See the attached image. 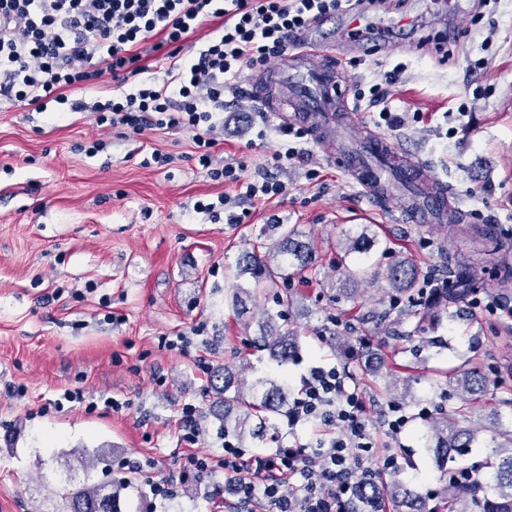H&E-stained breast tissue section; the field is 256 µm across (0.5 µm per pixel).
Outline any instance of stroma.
I'll list each match as a JSON object with an SVG mask.
<instances>
[{
  "instance_id": "35a3bbf8",
  "label": "stroma",
  "mask_w": 512,
  "mask_h": 512,
  "mask_svg": "<svg viewBox=\"0 0 512 512\" xmlns=\"http://www.w3.org/2000/svg\"><path fill=\"white\" fill-rule=\"evenodd\" d=\"M377 16L391 35L365 51L336 48V80L348 89L337 113H354L358 126L418 154L451 190L465 224L493 225L495 238L406 223L336 166L334 145L283 135L247 98L227 99L214 156L243 179L284 182L285 194L271 199L248 200L237 184L207 178L188 132L124 134L97 126L88 112H35L0 99V512H64L67 496L87 482L125 476L126 458L158 461L152 477L176 475L187 451L177 423L186 403L205 412L199 451H220L219 424L208 415L210 376L197 360L215 369L243 357L251 377H284L296 389L311 364L351 371L360 360L361 346L338 354L317 338L333 317L346 329L365 324L394 377L413 376L416 400L404 406L411 421L399 444L412 463L403 477L421 491H438L442 480L417 439L418 413L453 408L433 383L436 371L476 357L499 385L471 404L474 422L490 424L497 412L512 421V322L483 310L470 322L444 319L445 347L413 356L408 343H381L395 315L379 302L386 283L376 275L405 255L434 284L464 265L480 293L500 292L492 263L512 250V0L479 10L455 0L438 12L427 0H386ZM374 85L385 92L393 126L380 124L383 107L364 97ZM96 139L103 150L86 154ZM294 145L303 160L277 168L275 151ZM156 150L170 156L168 165L150 164ZM220 195L243 223L195 212L197 201ZM270 224L298 226L314 247L309 271L261 295L273 313L282 288L299 301L284 322L299 351L281 367L255 349L256 327L232 302L236 285H252L237 278V257L266 243ZM366 228L378 238L369 260L344 254L340 241ZM347 268L358 275L356 297L338 303ZM179 334L191 338L184 349L161 348L162 337ZM67 388L81 389L84 403L54 408ZM112 397L124 401L122 410L105 407ZM100 449L106 462L85 473L78 455ZM135 482L129 512L209 510L196 487L160 507L146 478Z\"/></svg>"
}]
</instances>
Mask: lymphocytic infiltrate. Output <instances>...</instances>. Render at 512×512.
I'll use <instances>...</instances> for the list:
<instances>
[{
    "instance_id": "lymphocytic-infiltrate-1",
    "label": "lymphocytic infiltrate",
    "mask_w": 512,
    "mask_h": 512,
    "mask_svg": "<svg viewBox=\"0 0 512 512\" xmlns=\"http://www.w3.org/2000/svg\"><path fill=\"white\" fill-rule=\"evenodd\" d=\"M342 0H0V95L47 111L50 104L93 112L98 126L140 134L155 128L190 132L194 158L213 181L240 182L233 166L217 165L214 133L224 123V96L239 97L246 68L287 54L319 17ZM205 42L192 35L206 22ZM169 59L163 82L149 79L151 56ZM112 99L68 102L65 91L90 87L103 72ZM139 77L134 90L130 78ZM242 182V181H241ZM289 424L324 428L315 442L293 439L266 451L224 442L220 453L195 452L203 435L200 410L184 404L178 428L191 446L178 478L148 479L158 503L203 486L218 512H351L366 480L396 470L398 457L375 456L364 393L349 372L310 366L289 409Z\"/></svg>"
}]
</instances>
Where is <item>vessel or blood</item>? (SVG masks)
<instances>
[{"instance_id":"vessel-or-blood-1","label":"vessel or blood","mask_w":512,"mask_h":512,"mask_svg":"<svg viewBox=\"0 0 512 512\" xmlns=\"http://www.w3.org/2000/svg\"><path fill=\"white\" fill-rule=\"evenodd\" d=\"M315 31H307L292 54L272 69L271 75L284 103L291 107L285 119L311 129L318 138L336 129V58L316 49ZM344 170L379 199L391 196L394 184L412 186L410 197L399 205L406 221L444 224L448 221L445 186L427 183L419 161H405L400 147L385 136L347 141L336 152Z\"/></svg>"}]
</instances>
